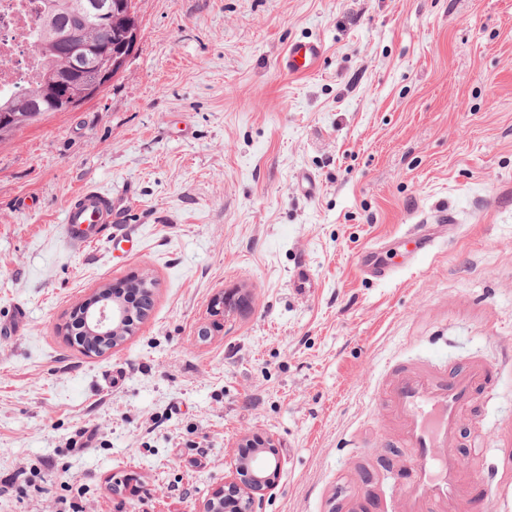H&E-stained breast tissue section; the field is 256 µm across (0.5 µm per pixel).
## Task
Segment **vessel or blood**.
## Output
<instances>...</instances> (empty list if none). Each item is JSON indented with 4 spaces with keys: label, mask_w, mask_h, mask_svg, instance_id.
<instances>
[{
    "label": "vessel or blood",
    "mask_w": 512,
    "mask_h": 512,
    "mask_svg": "<svg viewBox=\"0 0 512 512\" xmlns=\"http://www.w3.org/2000/svg\"><path fill=\"white\" fill-rule=\"evenodd\" d=\"M324 53L318 41L289 43L279 66L291 75L312 71ZM120 202L111 192L88 186L67 202L61 236L76 253L100 241L135 244L129 230L118 229ZM499 367L474 356L457 363L430 360L416 366L398 364L381 389L389 420L407 450L398 485L397 512H480L475 483L501 484L496 472L472 478L460 457L462 425L479 416L486 398L499 384Z\"/></svg>",
    "instance_id": "b4317fda"
}]
</instances>
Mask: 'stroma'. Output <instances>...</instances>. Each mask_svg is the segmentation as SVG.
Segmentation results:
<instances>
[{
	"label": "stroma",
	"instance_id": "35a3bbf8",
	"mask_svg": "<svg viewBox=\"0 0 512 512\" xmlns=\"http://www.w3.org/2000/svg\"><path fill=\"white\" fill-rule=\"evenodd\" d=\"M136 3L121 74L0 141V323L26 311L0 333V476L18 478L0 512H198L251 438L281 464L256 512L389 499L406 452L388 364L512 347V0ZM300 39L325 52L291 77ZM89 185L126 198L135 256L67 248L64 207ZM372 246L393 278L362 270ZM144 271L154 305L121 347L87 356L58 333ZM508 430L512 366L463 437L467 471L472 442L491 448L496 512ZM324 53V47L318 41H295L288 44L279 66L289 75H301L312 71Z\"/></svg>",
	"mask_w": 512,
	"mask_h": 512
}]
</instances>
